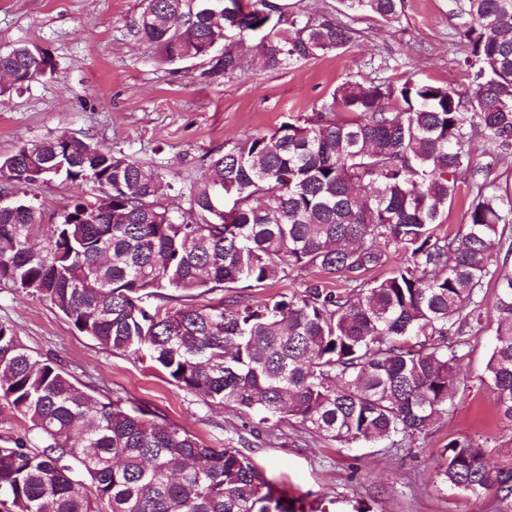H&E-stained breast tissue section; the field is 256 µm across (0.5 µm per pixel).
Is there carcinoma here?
Listing matches in <instances>:
<instances>
[{
	"mask_svg": "<svg viewBox=\"0 0 512 512\" xmlns=\"http://www.w3.org/2000/svg\"><path fill=\"white\" fill-rule=\"evenodd\" d=\"M144 0L136 35L164 62L197 60L227 79L235 43L257 41L261 70L337 52L368 16L401 19L404 0H340L348 21L288 12L282 0ZM472 70L463 88L407 78L347 80L331 101L224 146L191 195L187 221L158 200L163 173L67 135L0 156V282L47 301L100 346L141 358L209 405L284 417L344 446L423 434L464 391L456 347L494 282L485 384L512 423V197L490 176L512 154V0H461ZM221 57L212 55L215 41ZM51 53L17 44L0 71L24 80ZM66 160L50 171L45 160ZM56 178L101 188L46 215L24 199ZM463 228L441 216L461 185ZM404 260L386 277L314 281L258 302L248 290L315 268L326 277ZM217 290L227 299L180 302ZM0 405L32 436L0 446V512H326L278 490L237 448H211L144 404L96 401L0 323ZM449 489L512 512V465L467 438L441 451Z\"/></svg>",
	"mask_w": 512,
	"mask_h": 512,
	"instance_id": "obj_1",
	"label": "carcinoma"
}]
</instances>
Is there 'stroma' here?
<instances>
[{
    "mask_svg": "<svg viewBox=\"0 0 512 512\" xmlns=\"http://www.w3.org/2000/svg\"><path fill=\"white\" fill-rule=\"evenodd\" d=\"M141 0H0V47L34 44L48 49L52 74L27 89L0 94V155L62 134L121 152L158 168L167 185L159 200L188 210L204 165L224 144L266 133L330 100L345 80L412 78L458 87L466 84L468 22L456 0H404L400 22L366 18L345 49L280 70L248 64L236 78L204 76L196 62L168 65L137 37L133 21ZM96 185L60 179L29 188L47 213H59ZM482 321L463 347L465 391L428 432L401 442L347 447L288 420L261 421L217 409L172 385L148 362L102 348L77 332L50 303L22 296L0 283V321L13 326L38 358L59 361L89 394L149 405L212 448H238L267 479L305 504L323 500L327 512H493L440 484L436 460L454 438L479 444L492 464H512V424L501 420L482 381L493 342L495 290L483 289Z\"/></svg>",
    "mask_w": 512,
    "mask_h": 512,
    "instance_id": "stroma-1",
    "label": "stroma"
}]
</instances>
